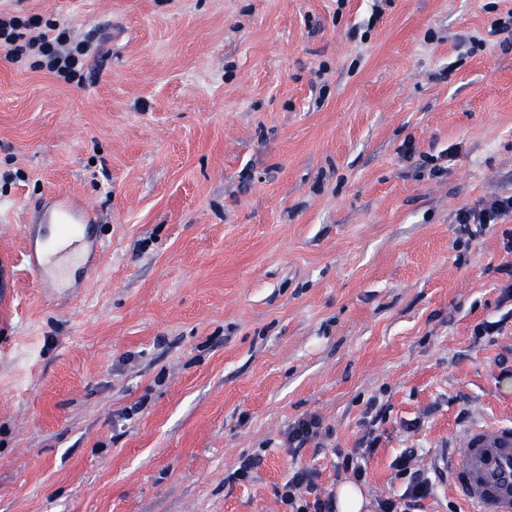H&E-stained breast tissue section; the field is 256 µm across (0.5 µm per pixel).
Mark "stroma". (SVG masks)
<instances>
[{
	"label": "stroma",
	"instance_id": "35a3bbf8",
	"mask_svg": "<svg viewBox=\"0 0 512 512\" xmlns=\"http://www.w3.org/2000/svg\"><path fill=\"white\" fill-rule=\"evenodd\" d=\"M372 4L0 0L107 36L80 84L0 49V512H283L297 468L347 483L372 402L377 512L404 449L512 422V217L455 222L512 194V0ZM59 193L105 253L48 294L22 227ZM509 215H512V195L495 199L488 205L462 207L457 211L455 221L460 226V232L468 235V241L471 242L489 228L490 224H499ZM322 423L315 416L295 420L285 432L286 448L298 450L316 441L322 434Z\"/></svg>",
	"mask_w": 512,
	"mask_h": 512
}]
</instances>
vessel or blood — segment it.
I'll list each match as a JSON object with an SVG mask.
<instances>
[{
    "instance_id": "b4317fda",
    "label": "vessel or blood",
    "mask_w": 512,
    "mask_h": 512,
    "mask_svg": "<svg viewBox=\"0 0 512 512\" xmlns=\"http://www.w3.org/2000/svg\"><path fill=\"white\" fill-rule=\"evenodd\" d=\"M46 221L58 230L52 245L28 237L27 258L41 285L58 287L69 265L85 261L88 248H99L88 209H74L59 196ZM452 484L464 512H512V425L473 430L449 462Z\"/></svg>"
}]
</instances>
